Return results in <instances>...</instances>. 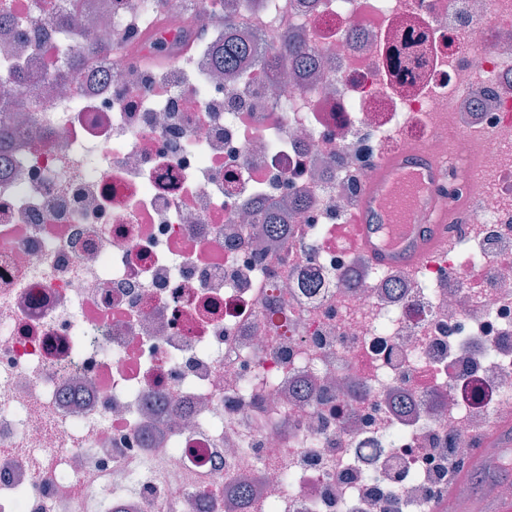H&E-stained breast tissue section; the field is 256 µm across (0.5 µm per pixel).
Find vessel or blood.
<instances>
[{
	"label": "vessel or blood",
	"instance_id": "obj_1",
	"mask_svg": "<svg viewBox=\"0 0 512 512\" xmlns=\"http://www.w3.org/2000/svg\"><path fill=\"white\" fill-rule=\"evenodd\" d=\"M447 169L412 145L380 157L375 175L359 193L349 238L374 264L414 271L447 248L445 230L468 210L461 202L441 209L437 191Z\"/></svg>",
	"mask_w": 512,
	"mask_h": 512
}]
</instances>
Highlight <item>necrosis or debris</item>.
Masks as SVG:
<instances>
[{
  "label": "necrosis or debris",
  "mask_w": 512,
  "mask_h": 512,
  "mask_svg": "<svg viewBox=\"0 0 512 512\" xmlns=\"http://www.w3.org/2000/svg\"><path fill=\"white\" fill-rule=\"evenodd\" d=\"M6 2L0 512H435L512 420V0ZM409 141L478 201L411 274L347 232Z\"/></svg>",
  "instance_id": "obj_1"
}]
</instances>
